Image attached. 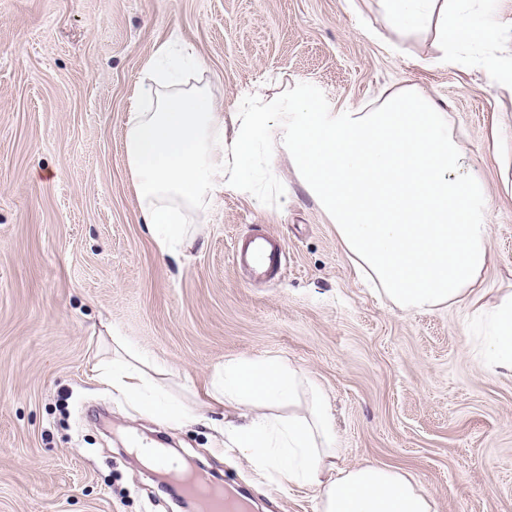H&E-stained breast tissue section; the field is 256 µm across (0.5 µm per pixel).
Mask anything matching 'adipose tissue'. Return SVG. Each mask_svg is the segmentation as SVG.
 <instances>
[{"mask_svg":"<svg viewBox=\"0 0 512 512\" xmlns=\"http://www.w3.org/2000/svg\"><path fill=\"white\" fill-rule=\"evenodd\" d=\"M386 25L400 36L435 26L444 51L462 45L465 0H384ZM204 70L166 48L150 57L134 90L123 147L145 224L161 254L186 253L190 217L227 190H249L260 146L283 148L305 190L322 206L355 267L405 311L462 306L480 292L493 260L492 199L450 132L448 114L421 91L390 93L378 108L316 112L296 95L225 116L205 88L185 87L177 66ZM484 345L491 371L512 372V298L492 312ZM97 370L113 392L144 404L157 421L194 419L191 408L144 402L159 362L126 337ZM303 371L274 360L227 361L212 384L217 404L240 410L231 443L283 483L308 487L318 512H432L413 478L366 464H336L333 418L321 396L297 412ZM291 414H284V407Z\"/></svg>","mask_w":512,"mask_h":512,"instance_id":"ef3b65f1","label":"adipose tissue"}]
</instances>
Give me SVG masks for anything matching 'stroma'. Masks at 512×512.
Listing matches in <instances>:
<instances>
[{
    "instance_id": "obj_1",
    "label": "stroma",
    "mask_w": 512,
    "mask_h": 512,
    "mask_svg": "<svg viewBox=\"0 0 512 512\" xmlns=\"http://www.w3.org/2000/svg\"><path fill=\"white\" fill-rule=\"evenodd\" d=\"M472 42L445 58L433 30L399 37L381 0H0V512H180L139 438L176 444L256 512H317L312 489L261 473L222 433L208 391L235 358L305 371L334 417L338 463L411 474L434 512H512V374L479 346L512 293V0H471ZM218 108L303 91L318 112L424 91L448 114L493 199V264L476 304L398 310L355 269L284 152L248 192L220 194L185 257L160 254L123 150L128 98L161 45ZM277 239L270 281L233 261ZM118 330L166 373L192 424L159 423L93 365Z\"/></svg>"
}]
</instances>
